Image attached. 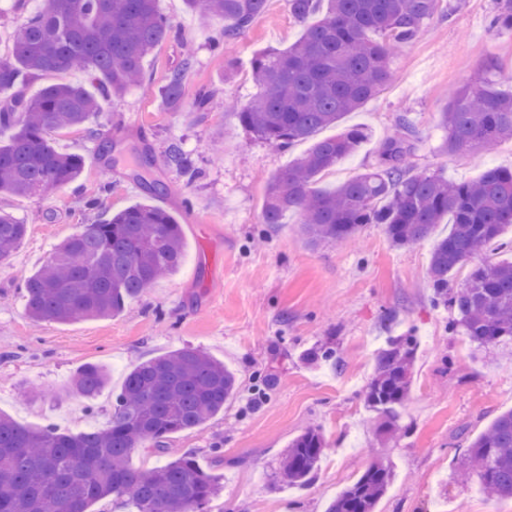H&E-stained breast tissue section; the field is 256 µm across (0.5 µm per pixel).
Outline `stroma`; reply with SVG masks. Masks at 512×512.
Masks as SVG:
<instances>
[{
    "mask_svg": "<svg viewBox=\"0 0 512 512\" xmlns=\"http://www.w3.org/2000/svg\"><path fill=\"white\" fill-rule=\"evenodd\" d=\"M452 2L450 17H433L412 44L397 50L395 83L338 125L281 151L247 132L234 110L198 116L187 102L169 108L158 92L189 54L187 101L202 85L221 98L248 101L256 91L254 56L286 49L302 32L286 0H267L228 55L213 49L212 29L202 27L183 0H159L178 36L145 62L151 92L131 89L84 129L51 134L57 149L84 156L76 182L43 195H0V210L27 226L13 256L0 265V412L32 429L52 424L76 433L105 426L128 369L193 347L224 361L238 378V394L222 412L167 442L170 454L195 451L202 467L221 475L223 491L211 512H325L378 458L391 462L395 477L376 512H512V499L488 501L475 484L453 477L469 442L512 409V359L487 363L449 331L448 310L432 304L433 241L447 236L450 224L438 225L433 239L402 248L374 224L314 247L301 234L296 212L278 224L260 221L268 181L313 140L351 126L368 133L355 154L321 177V187L329 189L376 164L403 112L418 131L411 157L418 166L467 182L490 167L512 165V142L490 154L441 149L446 132L438 119L449 91L472 80L487 57L512 68V32L490 28L495 0ZM174 145L195 168V179L162 164ZM136 203L159 206L182 224L180 270L130 298L118 316L31 320L26 279L68 237ZM191 213L199 225L188 223ZM403 333L417 339L402 418L408 430L383 445L364 392L386 336ZM316 344L339 349L343 367L308 365L302 354ZM86 364L111 373L109 389L91 400L67 392ZM313 426L329 443L313 482L304 489L277 483L289 443Z\"/></svg>",
    "mask_w": 512,
    "mask_h": 512,
    "instance_id": "35a3bbf8",
    "label": "stroma"
}]
</instances>
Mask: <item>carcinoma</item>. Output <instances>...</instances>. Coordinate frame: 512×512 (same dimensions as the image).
<instances>
[{"mask_svg": "<svg viewBox=\"0 0 512 512\" xmlns=\"http://www.w3.org/2000/svg\"><path fill=\"white\" fill-rule=\"evenodd\" d=\"M159 0H46L26 12L14 0L19 23L11 31L7 57H0V193L46 194L73 183L84 158L58 150L48 139L56 131L82 128L103 103L124 95L144 79L143 62L176 37ZM186 8L224 23L214 46L227 47L263 14L267 0H184ZM303 26L300 38L280 52L266 50L251 62L257 92L234 105L243 128L284 150L335 125L389 85L398 47L412 42L441 9L442 0H286ZM492 28L512 31V0H496ZM186 55L162 88L164 101L180 105ZM84 71L93 89L58 82L29 97L24 86L47 73ZM493 61L479 77L457 89L439 113L446 130L444 150L483 152L512 141V94L499 89ZM216 105L207 87L195 92L194 106ZM367 138L352 128L316 141L311 149L267 185L261 223L279 224L296 211L313 245L342 241L369 224L380 226L390 243L405 247L431 237L451 218L448 236L431 253L432 301L450 309L451 328L478 351L512 353V261L489 253L503 246L512 226V168L495 167L479 178L457 183L411 163L417 131L407 114L398 133L382 145L372 170L332 189L319 177L353 153ZM166 163L195 177L173 146ZM26 234V225L0 211V264L8 261ZM184 258L181 225L164 210L132 205L70 237L25 284L26 309L35 322H70L113 317L127 299L144 293L158 278L176 273ZM467 269L463 286L448 292L452 275ZM414 338L390 336L375 357L366 388L367 408L386 419V430H402L401 411L410 398ZM311 365L340 363L338 352L315 346L303 354ZM110 384L102 366L87 365L70 390L95 398ZM238 393L236 374L223 362L191 347L168 351L129 369L112 402L107 426L77 433L48 425L28 429L0 413V512H89L112 499L132 512H206L222 483L204 470L192 452L168 456L166 438L203 426ZM148 448L165 458L135 469L132 454ZM328 441L309 428L288 445L281 480L306 488L325 456ZM473 475L491 501L512 499V409L495 416L469 445L463 475ZM394 479L391 463L375 461L328 505L326 512H375Z\"/></svg>", "mask_w": 512, "mask_h": 512, "instance_id": "obj_1", "label": "carcinoma"}]
</instances>
